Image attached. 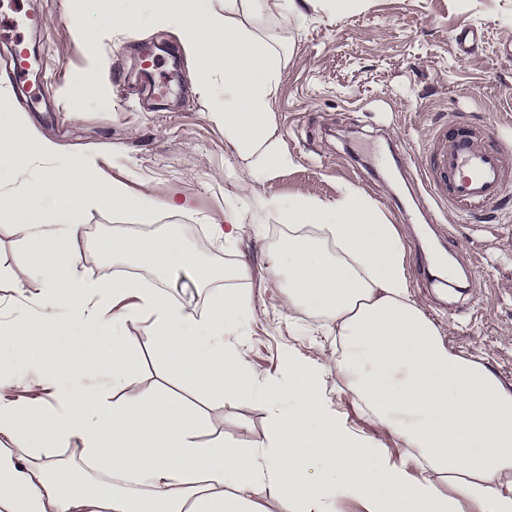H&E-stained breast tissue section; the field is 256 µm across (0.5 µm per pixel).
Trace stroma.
<instances>
[{
  "mask_svg": "<svg viewBox=\"0 0 512 512\" xmlns=\"http://www.w3.org/2000/svg\"><path fill=\"white\" fill-rule=\"evenodd\" d=\"M42 8L50 26L43 44L56 81L59 111L18 110L63 155L96 153L108 178L128 190L163 199L174 189L187 210L159 213L151 230L177 225L186 245L210 265L246 263L249 276L227 281L246 295L252 313L234 342L243 364L258 381H287L281 358L293 351L307 363H321L336 350L335 332L305 313L289 315L288 290L271 266L288 227L265 209L272 198L316 197L335 201L346 187L360 189L387 223L396 226L406 253L409 293L434 317L445 342L468 358L485 360L512 384V194L483 216H466L452 206L436 207L413 187L418 162L436 132L469 128L512 140V0H349L330 14L311 13L303 27L284 16L274 0L243 24L268 44L284 42L278 94L272 106L277 134L293 158L287 168L257 181L229 144L222 125L210 118L196 89V66L166 29H145L104 40L101 48L110 82L97 94L72 93L88 64L87 44L63 0H22ZM471 30L476 40L460 54L454 36ZM164 43L155 73L165 82L164 111L144 110L127 77L143 52ZM233 206L242 223L235 249H225L209 231ZM76 247L82 272L92 279L123 275L124 266L95 253L90 245L111 235L113 226L140 225L128 211L83 214ZM27 259L12 224L0 219V315H31L30 299L41 281L17 286L13 272ZM136 280L162 289L170 300L199 312L212 303L213 289L200 287L187 269L138 270ZM129 343L140 370L128 390L163 387L194 404L204 436L223 435L242 447L262 442L268 408L235 395L216 396L186 385L148 343L143 327H131ZM323 398L360 437L389 448L402 444L363 413L335 371L325 377Z\"/></svg>",
  "mask_w": 512,
  "mask_h": 512,
  "instance_id": "stroma-1",
  "label": "stroma"
}]
</instances>
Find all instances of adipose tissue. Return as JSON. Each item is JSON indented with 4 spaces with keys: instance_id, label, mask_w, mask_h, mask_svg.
Listing matches in <instances>:
<instances>
[{
    "instance_id": "1",
    "label": "adipose tissue",
    "mask_w": 512,
    "mask_h": 512,
    "mask_svg": "<svg viewBox=\"0 0 512 512\" xmlns=\"http://www.w3.org/2000/svg\"><path fill=\"white\" fill-rule=\"evenodd\" d=\"M64 0L86 43L146 23L175 31L196 65V86L223 125L249 177L283 169V148L271 106L280 80L278 50L255 37L238 16L263 12L267 0ZM288 223L272 272L288 280L289 309L336 322L341 351L332 364L352 398L406 447L359 440L322 400L324 367L286 354L287 382L258 383L231 339L250 315L247 297L215 295L201 313L168 300L137 280H93L80 271L74 244L82 209L178 213L176 195L157 200L104 180L97 158H64L34 136L0 88V214L21 235L31 262L17 284L37 278L45 295L36 318L0 322V375L38 373L28 388L50 390L56 403L0 396V512H265V496L292 512H338L341 499L367 512H512V386L487 364L456 354L411 299L402 239L382 223L358 190L333 203L296 197L268 201ZM126 265L163 272L189 269L201 286L243 279L246 264H203L177 231L122 230L99 242ZM144 325L154 348L170 357L188 384L214 394L248 397L271 410L264 441L239 447L216 436L187 405L158 390L128 394L139 372L126 342ZM88 369L102 380L64 387ZM71 448L74 464L43 454Z\"/></svg>"
}]
</instances>
